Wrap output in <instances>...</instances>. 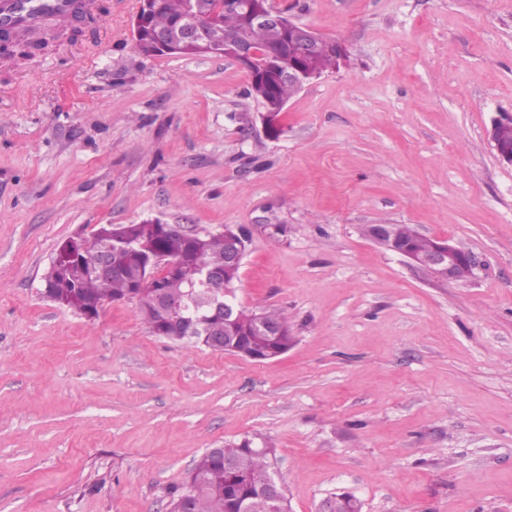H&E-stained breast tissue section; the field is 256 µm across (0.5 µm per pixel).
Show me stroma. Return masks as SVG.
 Here are the masks:
<instances>
[{"label": "stroma", "instance_id": "1", "mask_svg": "<svg viewBox=\"0 0 512 512\" xmlns=\"http://www.w3.org/2000/svg\"><path fill=\"white\" fill-rule=\"evenodd\" d=\"M347 58L278 136L219 56L146 57L139 0L0 60V512H167L206 449L276 448L290 512H512V0H273ZM158 217L250 230L240 305L294 346L257 362L153 335L130 301L60 308V243ZM283 227L278 239L271 225ZM409 224L476 258L430 282L363 234ZM506 127L512 128V113H504L500 117L494 118L488 131V137L498 158L512 165V140L502 135V130Z\"/></svg>", "mask_w": 512, "mask_h": 512}]
</instances>
